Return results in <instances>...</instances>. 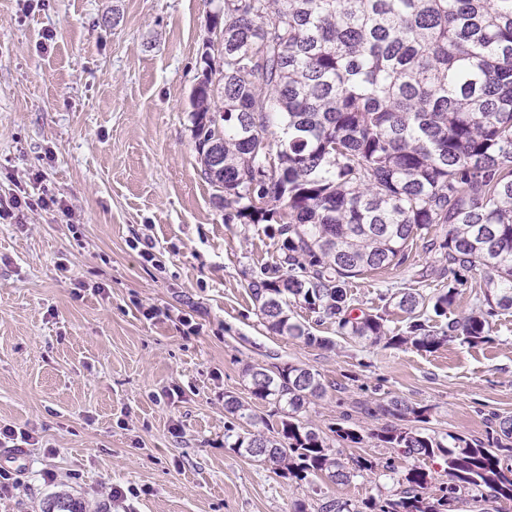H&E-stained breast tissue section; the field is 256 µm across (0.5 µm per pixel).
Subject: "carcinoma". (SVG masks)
<instances>
[{"label": "carcinoma", "instance_id": "1", "mask_svg": "<svg viewBox=\"0 0 512 512\" xmlns=\"http://www.w3.org/2000/svg\"><path fill=\"white\" fill-rule=\"evenodd\" d=\"M210 30L192 136L219 206L249 224L277 225L279 262L250 283L267 327L325 345L289 315L296 304L362 343L385 338L432 352L489 341L493 318L512 313V0H224ZM432 231L427 250L440 255L448 285L429 297L412 288L381 296L406 314L405 331L389 335L383 312L347 315L351 279L406 264L410 243ZM473 271L485 273L480 305L453 318ZM433 316L448 319L447 329H431ZM246 375L251 396L278 421L239 432L236 422L258 415L226 394L225 447L296 482L398 473L390 458L347 459L330 443L361 444L362 429L340 424L330 438L303 419L327 393L318 372L285 364ZM382 411L394 423L370 433L377 446L438 458L448 480L437 485L414 465L396 493L324 498L317 512H457L467 496L512 502V416L473 440L425 433L429 407L400 397ZM53 507L84 512L67 495Z\"/></svg>", "mask_w": 512, "mask_h": 512}]
</instances>
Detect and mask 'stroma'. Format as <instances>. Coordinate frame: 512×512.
I'll return each mask as SVG.
<instances>
[{
  "label": "stroma",
  "mask_w": 512,
  "mask_h": 512,
  "mask_svg": "<svg viewBox=\"0 0 512 512\" xmlns=\"http://www.w3.org/2000/svg\"><path fill=\"white\" fill-rule=\"evenodd\" d=\"M221 0H0V198L49 190L69 214L0 218V427L41 446L0 456L16 478L0 512H43L67 494L87 512H293L320 499L398 491L382 477L295 482L224 446V395L253 411L245 368L296 364L330 388L306 416L371 432L359 404L429 407L428 433L484 437L512 415V313L490 342L425 352L330 347L269 330L249 284L278 256L263 225L226 220L200 176L191 95ZM437 254L352 279L355 312L382 292L443 287ZM118 487L123 499L109 497Z\"/></svg>",
  "instance_id": "35a3bbf8"
}]
</instances>
